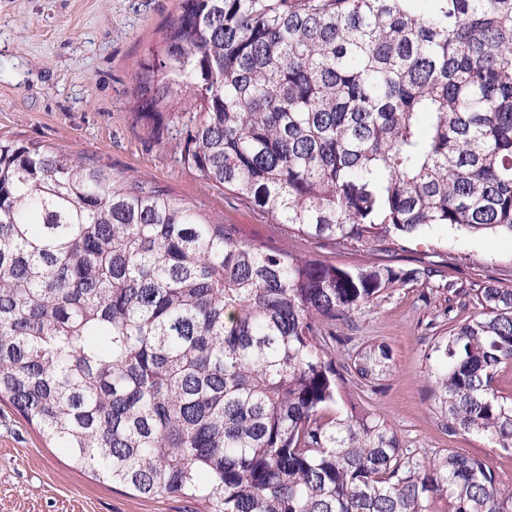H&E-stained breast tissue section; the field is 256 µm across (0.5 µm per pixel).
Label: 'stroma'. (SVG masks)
I'll return each instance as SVG.
<instances>
[{
	"label": "stroma",
	"mask_w": 512,
	"mask_h": 512,
	"mask_svg": "<svg viewBox=\"0 0 512 512\" xmlns=\"http://www.w3.org/2000/svg\"><path fill=\"white\" fill-rule=\"evenodd\" d=\"M179 0H0V140L38 141L68 155L89 154L114 176L148 181L212 221L236 225L244 240L269 243L339 267L366 254L284 234L250 209L229 207L223 191L184 168L173 148L134 122V77ZM451 256L452 268L396 284L352 320H337L343 363L353 347L385 343L394 369L378 384L340 381L345 402L386 421L410 456L426 462L443 450L485 460L499 486H512V452L482 436L448 435L431 411L427 354L448 333V312L470 315L487 283L512 287V236H471L445 226L410 242L399 265ZM192 500L152 498L99 479L51 447L38 429L0 401V512H196Z\"/></svg>",
	"instance_id": "stroma-1"
}]
</instances>
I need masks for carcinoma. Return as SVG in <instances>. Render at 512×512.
<instances>
[{"label":"carcinoma","instance_id":"obj_1","mask_svg":"<svg viewBox=\"0 0 512 512\" xmlns=\"http://www.w3.org/2000/svg\"><path fill=\"white\" fill-rule=\"evenodd\" d=\"M134 116L234 207L374 262L240 238L101 158L0 141V398L73 463L199 512H512L479 457H403L383 420L330 412L336 320L429 266L434 226L512 234V0H180ZM433 347L450 435L512 451V288ZM391 350L349 370L375 384Z\"/></svg>","mask_w":512,"mask_h":512}]
</instances>
